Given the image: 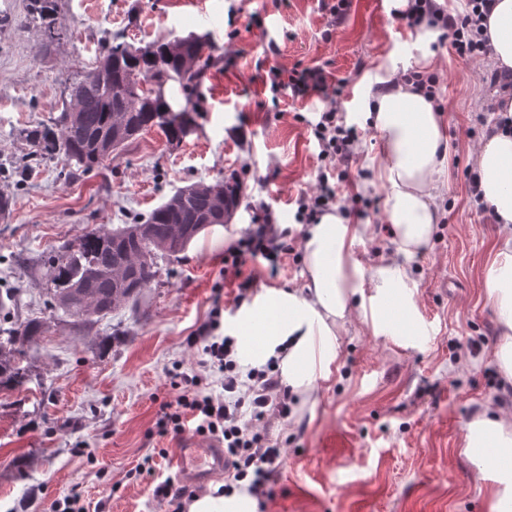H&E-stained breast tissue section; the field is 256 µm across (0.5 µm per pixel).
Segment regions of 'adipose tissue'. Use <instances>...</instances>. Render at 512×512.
I'll list each match as a JSON object with an SVG mask.
<instances>
[{
  "mask_svg": "<svg viewBox=\"0 0 512 512\" xmlns=\"http://www.w3.org/2000/svg\"><path fill=\"white\" fill-rule=\"evenodd\" d=\"M486 36L498 70L512 72V0H494ZM384 89L367 91L363 117L381 135L382 152L363 192L384 194L390 238L365 264L355 244L373 240L375 227L354 224L343 213L324 214L303 239V287L268 288L244 304L227 335L253 367L276 360L283 382L308 404L319 379L328 377L340 338L351 325L375 336H422L415 301V260L428 247L440 213L439 175L448 164L443 120L432 100L415 92L396 71ZM497 123L473 150L481 199L507 230L484 275L500 328L495 360L512 381V92L498 93ZM463 451L476 465L474 481L489 512H512V410L485 411L464 429ZM247 481L231 491L198 496L190 512H257Z\"/></svg>",
  "mask_w": 512,
  "mask_h": 512,
  "instance_id": "obj_1",
  "label": "adipose tissue"
}]
</instances>
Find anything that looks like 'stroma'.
Listing matches in <instances>:
<instances>
[{"instance_id":"obj_1","label":"stroma","mask_w":512,"mask_h":512,"mask_svg":"<svg viewBox=\"0 0 512 512\" xmlns=\"http://www.w3.org/2000/svg\"><path fill=\"white\" fill-rule=\"evenodd\" d=\"M28 0H0V167L29 153L20 128L48 120L68 80L88 70L101 43L120 32L143 46L196 34L219 62L203 77L198 126L179 145L158 128L113 153L105 168L73 177L54 161L26 182L0 177L13 197L0 221V292L16 290L11 318L46 322L44 339L27 347L24 388H0V512H49L80 487L86 512H168L153 491L177 479L170 459L183 438L157 435L162 400L174 399L168 374L180 370L216 381L200 348L187 338L214 300L225 320L237 309L238 277L223 273L224 252L255 230L262 210L296 231L278 272L248 261L254 292L304 284L297 200L317 185L319 148L310 125L327 106L358 130V161L347 173L341 203L352 197L377 227L359 244L361 262L385 247L382 194L358 195L381 149L361 100L387 70L418 67L416 31L400 13L404 0H351L343 23L331 25L321 0H58L67 38L43 57L39 33L17 25ZM277 53H270L269 43ZM440 80L449 163L439 176L445 210L417 260L416 305L429 334L420 340L372 335L354 325L340 338L339 358L319 380L312 404L291 418L268 415L260 429L280 445L271 497L258 512H487L475 468L462 453L465 425L498 405L506 381L495 350L497 318L487 300L484 269L504 229L474 201L471 152L494 122V86L482 75L490 57L469 62L431 43ZM323 67L336 100L272 92L269 67ZM239 175L244 197L230 223L202 233L188 250L161 261L139 311L123 308L79 330L50 318L43 262L59 245L101 226L132 222L181 187ZM152 457L151 473L130 471Z\"/></svg>"}]
</instances>
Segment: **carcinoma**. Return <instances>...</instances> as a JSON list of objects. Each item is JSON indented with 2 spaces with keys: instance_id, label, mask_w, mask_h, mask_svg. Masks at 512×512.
Instances as JSON below:
<instances>
[{
  "instance_id": "carcinoma-1",
  "label": "carcinoma",
  "mask_w": 512,
  "mask_h": 512,
  "mask_svg": "<svg viewBox=\"0 0 512 512\" xmlns=\"http://www.w3.org/2000/svg\"><path fill=\"white\" fill-rule=\"evenodd\" d=\"M58 9V0H28L24 24L40 33L45 55L67 34ZM216 62L191 34L143 47L117 35L104 40L91 69L66 86L59 115L19 131L34 147V164L17 175L23 178L59 157L69 176L99 169L113 151L154 126L169 143H181L186 123L197 121L201 78ZM168 79L178 85L184 103L148 100L137 89L142 81ZM242 198L243 182L236 176L200 180L176 190L143 218L102 226L76 244H62L45 261L54 285L45 303L49 317L87 327L120 308H136L155 282L158 260L178 256L209 227L231 220ZM44 332L45 322L37 318L0 328L7 335L0 341V387L16 389L28 382L21 366L24 347L38 344Z\"/></svg>"
}]
</instances>
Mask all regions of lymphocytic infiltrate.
<instances>
[{
  "label": "lymphocytic infiltrate",
  "mask_w": 512,
  "mask_h": 512,
  "mask_svg": "<svg viewBox=\"0 0 512 512\" xmlns=\"http://www.w3.org/2000/svg\"><path fill=\"white\" fill-rule=\"evenodd\" d=\"M492 5L493 0H468L465 12L455 15L438 0H409L403 16L412 22L428 17L457 57L470 60L489 51L482 20L489 15ZM266 79L272 89L286 88L296 97L327 89L325 71L317 66L290 72L273 66ZM311 130L322 161L345 168L352 164L356 132L338 117L336 110L322 112ZM259 221L257 230L243 246L225 252V267L238 270L248 260L258 257L266 260L270 268L279 266L291 249L293 231L280 227L268 209ZM223 314V305L214 303L206 321L187 339L189 345L201 347L211 371L222 375V394L210 392L199 376L184 372L171 374L170 385L178 395L175 400L160 403L155 427L162 436L178 434L184 431L187 421H194L195 434L222 443L225 466L232 470L234 479L251 478V487L256 490L261 480L270 479L282 458L280 448L267 442L257 424L271 413L288 418L292 398L282 386L274 365L256 369L239 364L235 337L218 333Z\"/></svg>",
  "instance_id": "f902f5d3"
}]
</instances>
